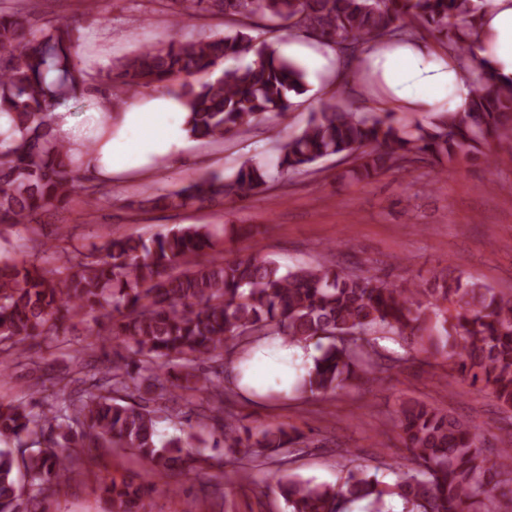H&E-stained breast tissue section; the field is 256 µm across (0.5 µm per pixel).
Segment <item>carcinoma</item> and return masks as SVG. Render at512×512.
Instances as JSON below:
<instances>
[{
    "label": "carcinoma",
    "mask_w": 512,
    "mask_h": 512,
    "mask_svg": "<svg viewBox=\"0 0 512 512\" xmlns=\"http://www.w3.org/2000/svg\"><path fill=\"white\" fill-rule=\"evenodd\" d=\"M176 23L205 15L224 17L222 36L141 48L100 75L110 90L107 109L131 91L165 89L184 103L197 139L221 141L243 134L288 111L307 92L306 69L278 55L268 41L286 36L338 46L348 62L370 43L414 36L426 29L437 41L472 61L486 0H158ZM257 31L264 39L257 40ZM254 60L221 68L247 55ZM471 97L461 112H438L406 125L393 112H354L336 104L345 85L311 113L307 126L278 141L276 167L301 172L332 157L353 162L357 179L384 170H405L419 161L453 162L474 155L491 139L512 133V78L484 61L473 67ZM86 73L75 50L74 28L47 21L25 29L19 15L0 10V113H7L11 140L0 133V227L26 228L38 215L75 195L87 206L102 187L74 169L72 157L52 132L61 101L82 102ZM266 163H243L229 177L203 176L165 196L174 206L217 198H245L265 190ZM207 225L175 227L146 241L108 237L90 250L54 243L16 261L0 260V370L22 357L30 341H59L65 321L91 313L109 321L96 332L120 351L91 375L89 386L62 402L0 403V512H15L18 471L31 497L69 479L70 456L61 448L114 445L148 460L145 477L102 479L113 512H143L144 498L170 474H198L211 456L186 450L178 435L159 424L174 417L167 405L176 392L207 393L213 405L182 413L219 427L224 455L235 456L241 481L266 473L286 512H349L360 500L375 512H502L512 502V429L499 437L496 453L483 449V430L430 403L404 401L396 427L407 451L396 480H380L367 468H348L341 483H318L268 470L267 451L292 453L301 436L294 429L239 424L224 410L236 392L201 365L224 357L245 359L255 336L316 342L318 355L298 381L302 397H325L354 385L372 370L386 372L425 353L441 357L446 385L480 386L512 408V294L460 275L433 277L429 287L398 285L365 269L350 272L329 257L286 272L273 259L226 256ZM404 350L392 355L386 343Z\"/></svg>",
    "instance_id": "cac0c4a2"
}]
</instances>
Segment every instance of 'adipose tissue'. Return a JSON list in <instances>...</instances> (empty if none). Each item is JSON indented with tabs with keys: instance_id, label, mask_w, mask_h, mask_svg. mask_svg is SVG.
Segmentation results:
<instances>
[{
	"instance_id": "obj_1",
	"label": "adipose tissue",
	"mask_w": 512,
	"mask_h": 512,
	"mask_svg": "<svg viewBox=\"0 0 512 512\" xmlns=\"http://www.w3.org/2000/svg\"><path fill=\"white\" fill-rule=\"evenodd\" d=\"M488 2L474 52L512 77V0ZM360 77L376 85L379 103L402 112L463 109L472 81L454 53L419 40L377 45L364 54ZM186 118L185 107L168 96L131 104L116 118L108 112L79 118L63 107L53 114L58 141L104 182L148 169L153 158L183 148L189 136Z\"/></svg>"
}]
</instances>
